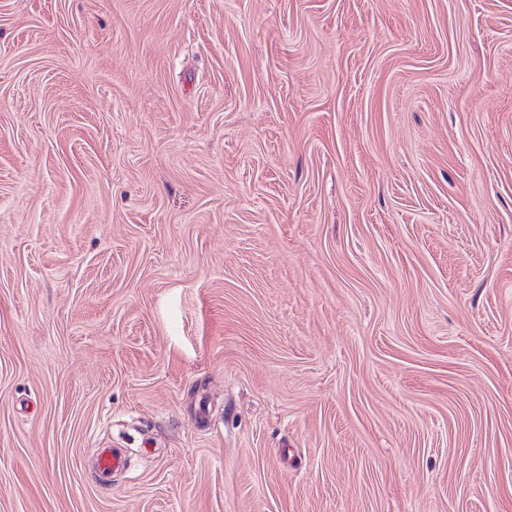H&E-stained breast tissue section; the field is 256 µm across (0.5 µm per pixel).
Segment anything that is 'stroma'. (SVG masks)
<instances>
[{
	"label": "stroma",
	"mask_w": 512,
	"mask_h": 512,
	"mask_svg": "<svg viewBox=\"0 0 512 512\" xmlns=\"http://www.w3.org/2000/svg\"><path fill=\"white\" fill-rule=\"evenodd\" d=\"M0 512H512V0H0Z\"/></svg>",
	"instance_id": "35a3bbf8"
}]
</instances>
